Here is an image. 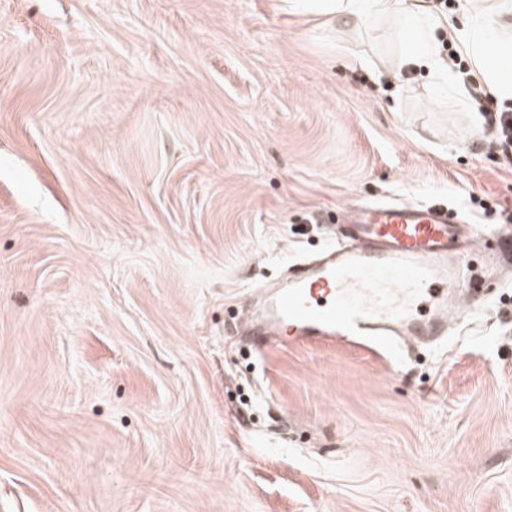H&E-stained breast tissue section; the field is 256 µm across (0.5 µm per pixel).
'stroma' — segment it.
Instances as JSON below:
<instances>
[{"label":"stroma","instance_id":"obj_1","mask_svg":"<svg viewBox=\"0 0 512 512\" xmlns=\"http://www.w3.org/2000/svg\"><path fill=\"white\" fill-rule=\"evenodd\" d=\"M396 16L0 0V512H512V278L446 343L255 349L257 287L342 211L512 220Z\"/></svg>","mask_w":512,"mask_h":512}]
</instances>
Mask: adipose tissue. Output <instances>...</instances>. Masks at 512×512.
<instances>
[{
	"instance_id": "adipose-tissue-1",
	"label": "adipose tissue",
	"mask_w": 512,
	"mask_h": 512,
	"mask_svg": "<svg viewBox=\"0 0 512 512\" xmlns=\"http://www.w3.org/2000/svg\"><path fill=\"white\" fill-rule=\"evenodd\" d=\"M289 13L326 22L333 18L360 20L365 16L397 11L400 16L397 63L403 69H424L436 85L447 71L435 53L440 33H447L458 49L472 58L474 73L491 100H512V68L499 64L493 50L500 46V31L512 16V0H504L497 13L481 10L472 0L463 4V19L455 21L435 11L430 0H283Z\"/></svg>"
}]
</instances>
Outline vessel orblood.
<instances>
[{"label":"vessel or blood","instance_id":"1","mask_svg":"<svg viewBox=\"0 0 512 512\" xmlns=\"http://www.w3.org/2000/svg\"><path fill=\"white\" fill-rule=\"evenodd\" d=\"M474 252L486 270L512 266V228L468 225L436 203H365L335 245L258 290L254 332L262 343L440 340L465 317L453 296L473 280Z\"/></svg>","mask_w":512,"mask_h":512}]
</instances>
